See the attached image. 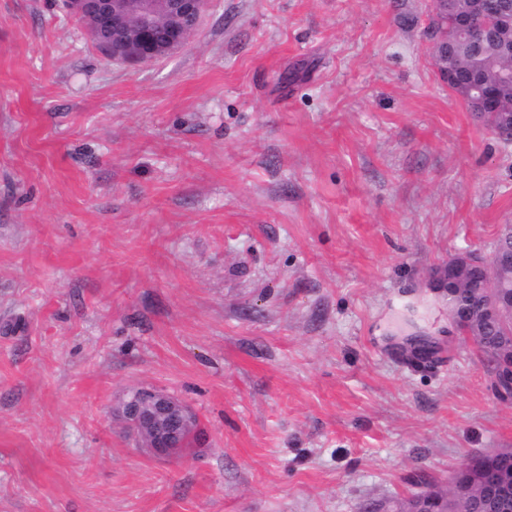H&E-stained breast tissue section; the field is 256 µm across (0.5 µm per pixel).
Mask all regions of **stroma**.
Listing matches in <instances>:
<instances>
[{
  "instance_id": "1",
  "label": "stroma",
  "mask_w": 512,
  "mask_h": 512,
  "mask_svg": "<svg viewBox=\"0 0 512 512\" xmlns=\"http://www.w3.org/2000/svg\"><path fill=\"white\" fill-rule=\"evenodd\" d=\"M428 5L213 0L124 62L0 0V512H360L512 448L436 285L512 224V144L440 80ZM139 387L201 442L141 447ZM118 415L139 439L148 437L149 443L145 447L157 457H169L170 448L171 453L179 454L197 438L194 434H186L175 448L182 435L200 429L193 410L176 397L152 388L129 391L119 403Z\"/></svg>"
}]
</instances>
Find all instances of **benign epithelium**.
I'll return each mask as SVG.
<instances>
[{
  "label": "benign epithelium",
  "mask_w": 512,
  "mask_h": 512,
  "mask_svg": "<svg viewBox=\"0 0 512 512\" xmlns=\"http://www.w3.org/2000/svg\"><path fill=\"white\" fill-rule=\"evenodd\" d=\"M64 9L82 19L92 40L105 45L126 61L163 57L182 47L198 30L209 0H63ZM168 22V36L154 39L158 17ZM512 25V0H468L465 10L455 13L457 32L468 41L486 43L500 54L512 56V45L499 39V31ZM504 77L475 75L471 92L475 111H501ZM512 262V252H494L489 258L494 278ZM119 417L138 437L149 439L147 448L157 457H167L187 431H197L199 420L193 410L176 397L152 388L129 391L118 406ZM478 463L466 461L451 477L449 486L459 492L468 487L471 471ZM486 495L479 512H512V483L502 479L498 464H484Z\"/></svg>",
  "instance_id": "obj_1"
}]
</instances>
